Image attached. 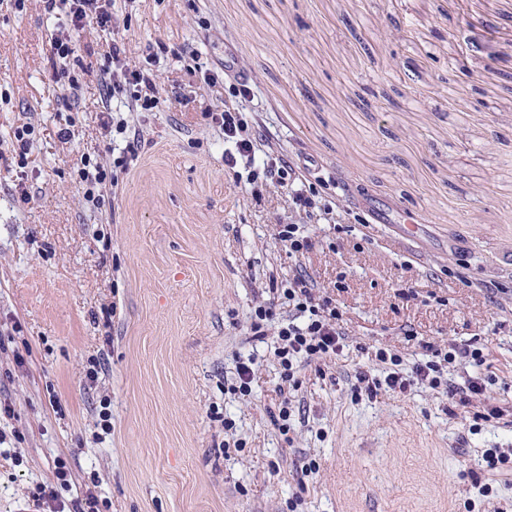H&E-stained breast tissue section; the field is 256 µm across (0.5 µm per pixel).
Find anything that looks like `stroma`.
I'll return each instance as SVG.
<instances>
[{
	"label": "stroma",
	"instance_id": "stroma-1",
	"mask_svg": "<svg viewBox=\"0 0 512 512\" xmlns=\"http://www.w3.org/2000/svg\"><path fill=\"white\" fill-rule=\"evenodd\" d=\"M113 30L85 28L79 96L51 79L63 20L0 0V512H43L55 487L95 512H512V0H112ZM189 47L232 48L251 76L257 152L328 182L330 219L289 191L236 182L209 117L228 90L169 61L160 105L129 112L138 157L100 127V68ZM35 128L25 168L14 132ZM68 138H61V129ZM113 169L102 204L81 156ZM29 202H22L21 193ZM409 210L378 224L372 208ZM283 224L311 246L289 252ZM305 271L343 313L344 349L289 387L273 354L287 304L251 332L270 278ZM413 288L416 296L402 298ZM418 338L406 340V330ZM473 342L490 376L468 408L426 385L351 391L375 352L422 360L421 342ZM252 359L250 394L234 392ZM290 400L289 432L278 426ZM318 472L299 489L295 469ZM64 464L67 484L56 478ZM491 484L481 496L473 477ZM482 458L487 471H512V448H488Z\"/></svg>",
	"mask_w": 512,
	"mask_h": 512
}]
</instances>
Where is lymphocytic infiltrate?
<instances>
[{"instance_id": "f902f5d3", "label": "lymphocytic infiltrate", "mask_w": 512, "mask_h": 512, "mask_svg": "<svg viewBox=\"0 0 512 512\" xmlns=\"http://www.w3.org/2000/svg\"><path fill=\"white\" fill-rule=\"evenodd\" d=\"M48 12L64 15L68 20L66 30L57 32L51 39V55L55 64L52 73L54 82L77 93L80 88L78 72L67 69L66 63L77 52V36L88 26L109 28L112 13L107 8L95 5L93 0H46ZM125 53L121 39L112 41V65L103 68L102 83L109 97L127 98L130 111L147 112L157 108L155 68L160 62L157 52H150L145 64L129 66L123 61ZM230 90L234 104L212 113L211 119L224 132L226 149L224 163L229 168L243 167L249 183L264 182L268 185L290 187L292 202L306 214H329V203L323 202L317 187L309 182L298 167L278 156H268L263 163H256V140L248 132V124L238 106L239 101L250 99L252 88L249 82L239 81ZM278 298L287 300L294 311V321L281 327L278 332L280 343L275 350L284 369L286 381H293V363L305 360L318 363L335 356L342 347L343 314L332 298L316 293L314 282L305 274L299 273L289 279L276 291ZM427 360L414 363L410 371H402L398 355L380 349L375 353L377 361L390 363L385 376L373 375L371 370L358 369L355 373L354 391H362L367 396H376L384 388L406 389L416 383H428L431 388L445 386L444 380L449 365L466 360L475 365L486 361L481 348L473 344H462L442 351L427 347Z\"/></svg>"}]
</instances>
